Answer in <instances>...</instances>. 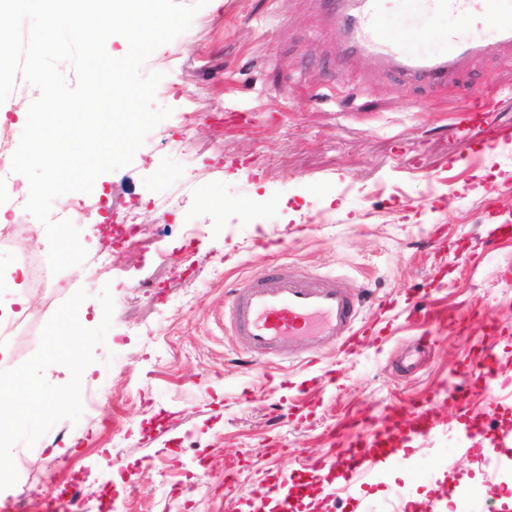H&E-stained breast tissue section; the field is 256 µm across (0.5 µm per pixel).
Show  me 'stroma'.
<instances>
[{"label":"stroma","mask_w":512,"mask_h":512,"mask_svg":"<svg viewBox=\"0 0 512 512\" xmlns=\"http://www.w3.org/2000/svg\"><path fill=\"white\" fill-rule=\"evenodd\" d=\"M340 39L328 0H209L143 67L162 73L155 104L171 115L130 166L94 183L109 192L114 223L145 225L142 247L103 248L98 225L83 224L87 259L55 274L38 220L0 223V303L11 308L0 347L21 384L58 403L33 427L8 430L0 499L44 512L76 482L87 512H99L108 483L123 512H242L267 495L273 472L328 470L356 424L410 422L408 404L423 395L431 437L413 443L412 469L362 492L361 512H404L440 492L448 512H512V447L490 465L487 437L459 441L466 417L512 428V342L499 333L512 327V238L489 235L512 216V141L481 151L448 132L478 89L499 98L493 120L512 123V48L431 87L403 83L368 55L340 59ZM37 96L16 78L0 104L1 148L16 150ZM174 140L193 169L177 164ZM102 248L107 273L91 258ZM274 261L335 274L352 295L375 290L398 311L400 332L353 356L323 349L338 376L330 387L285 350L271 359L275 380L249 371L224 332L225 289ZM74 303L88 329L77 345L85 381L109 397L102 413L70 391L64 361L43 359L50 332L71 334L61 317ZM490 345L499 405L477 392L459 413L448 389ZM408 355L417 367L395 374ZM292 381L305 383L312 411L273 424ZM175 483L197 485L190 502L166 497Z\"/></svg>","instance_id":"stroma-1"}]
</instances>
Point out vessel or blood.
<instances>
[{"label":"vessel or blood","mask_w":512,"mask_h":512,"mask_svg":"<svg viewBox=\"0 0 512 512\" xmlns=\"http://www.w3.org/2000/svg\"><path fill=\"white\" fill-rule=\"evenodd\" d=\"M396 4L401 15L424 12L434 19H448L449 24L436 32L437 49L426 54L415 50L418 35L409 26H400L389 34L380 26L389 4ZM336 21L343 36L337 46L341 55L364 52L375 55L383 64L397 70L407 80L428 84H447L463 60L488 51L491 44L512 46V0H335ZM479 16L491 24L495 41L486 43L481 34L460 39L455 22ZM497 100L492 95L476 97L462 108V121L456 135H468L478 128L484 144L493 145L512 139V127L490 121ZM368 294L351 296L325 274L306 279L284 263H269L241 287L230 290L228 317L237 348L256 368H267L268 357L279 346L291 344L316 352L328 344L337 345L340 354L357 350L366 328L359 314L369 302ZM495 348H485L481 361L472 363L467 373L473 385L489 386L496 381ZM412 425L394 432L395 444L386 448L383 436L375 432L358 433L351 441L357 451V463L350 468L351 478L361 479L372 473L404 463L410 443L428 438L432 425L427 419L425 401L416 398L410 405Z\"/></svg>","instance_id":"b4317fda"}]
</instances>
